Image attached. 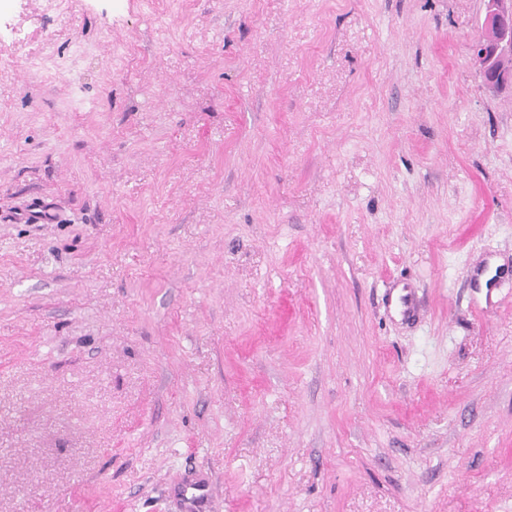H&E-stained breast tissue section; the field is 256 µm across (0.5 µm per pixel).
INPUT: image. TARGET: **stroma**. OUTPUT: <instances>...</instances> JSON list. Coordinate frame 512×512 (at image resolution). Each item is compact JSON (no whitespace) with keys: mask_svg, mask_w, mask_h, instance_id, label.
Instances as JSON below:
<instances>
[{"mask_svg":"<svg viewBox=\"0 0 512 512\" xmlns=\"http://www.w3.org/2000/svg\"><path fill=\"white\" fill-rule=\"evenodd\" d=\"M483 12L0 0V512H512ZM174 493L180 500L183 511H204L210 497L209 477L201 470L195 471L187 476L183 482L174 489Z\"/></svg>","mask_w":512,"mask_h":512,"instance_id":"35a3bbf8","label":"stroma"}]
</instances>
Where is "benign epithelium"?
Wrapping results in <instances>:
<instances>
[{
  "label": "benign epithelium",
  "mask_w": 512,
  "mask_h": 512,
  "mask_svg": "<svg viewBox=\"0 0 512 512\" xmlns=\"http://www.w3.org/2000/svg\"><path fill=\"white\" fill-rule=\"evenodd\" d=\"M484 5V34L472 55L482 75L495 73L485 81L486 87L499 91L512 85V68L502 66L506 61L512 62V0H484Z\"/></svg>",
  "instance_id": "benign-epithelium-1"
}]
</instances>
